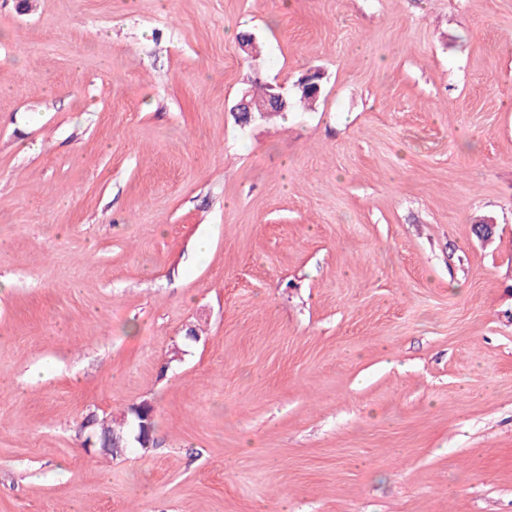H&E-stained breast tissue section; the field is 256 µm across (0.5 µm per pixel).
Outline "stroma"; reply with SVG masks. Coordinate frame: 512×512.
<instances>
[{"mask_svg": "<svg viewBox=\"0 0 512 512\" xmlns=\"http://www.w3.org/2000/svg\"><path fill=\"white\" fill-rule=\"evenodd\" d=\"M0 512H512V0H0ZM321 79V74L317 72V70L310 71V73L305 74L295 86L300 90H306L309 92L312 98L317 101L321 94ZM257 85L260 91L254 92L250 96V98L254 100L248 99L249 92L247 91L242 95L241 99L236 105L235 115L237 121L241 125L249 124L255 118V114L263 116L270 109H277L282 112H288V110L293 109L296 104H303L307 106H311L312 104L310 96L298 90V93L290 98L288 106V92L284 91V87L281 85H270L272 91L268 94V86H265L261 83H257ZM265 98L266 100L264 102H260ZM280 111L268 112L267 115H273L274 113H278ZM136 422L137 421L135 413L133 411V407H130L123 414V418L119 422L114 423L113 419H111L110 421L102 420L100 423L97 424V439L99 441L100 448H103V451L106 454L111 455L112 457L118 456V453L121 452L122 448L126 449L124 445L126 443V440H128V438L130 437V434L134 429ZM113 438L120 440L121 445L119 442H117L116 445L114 446V448H120V450L114 448L112 450V445L109 448L108 446L104 445L106 440H110L112 444Z\"/></svg>", "mask_w": 512, "mask_h": 512, "instance_id": "1", "label": "stroma"}]
</instances>
